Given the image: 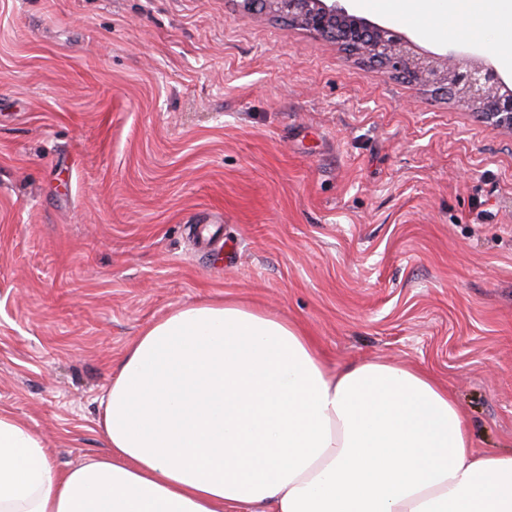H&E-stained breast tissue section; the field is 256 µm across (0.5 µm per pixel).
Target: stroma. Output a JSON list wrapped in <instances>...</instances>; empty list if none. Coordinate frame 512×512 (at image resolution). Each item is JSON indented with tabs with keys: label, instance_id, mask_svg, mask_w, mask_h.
<instances>
[{
	"label": "stroma",
	"instance_id": "35a3bbf8",
	"mask_svg": "<svg viewBox=\"0 0 512 512\" xmlns=\"http://www.w3.org/2000/svg\"><path fill=\"white\" fill-rule=\"evenodd\" d=\"M419 49L512 47L471 13ZM235 300L447 386L512 451V133L238 0H0V409L103 454L130 344Z\"/></svg>",
	"mask_w": 512,
	"mask_h": 512
}]
</instances>
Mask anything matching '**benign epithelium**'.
<instances>
[{
    "mask_svg": "<svg viewBox=\"0 0 512 512\" xmlns=\"http://www.w3.org/2000/svg\"><path fill=\"white\" fill-rule=\"evenodd\" d=\"M352 0H263L264 10L320 35L409 80L464 97L484 121L512 133V86L487 60L457 65V52H420L408 37L359 14Z\"/></svg>",
    "mask_w": 512,
    "mask_h": 512,
    "instance_id": "benign-epithelium-1",
    "label": "benign epithelium"
}]
</instances>
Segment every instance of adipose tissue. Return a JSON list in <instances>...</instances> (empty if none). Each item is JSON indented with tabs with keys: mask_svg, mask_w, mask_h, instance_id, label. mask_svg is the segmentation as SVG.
I'll return each instance as SVG.
<instances>
[{
	"mask_svg": "<svg viewBox=\"0 0 512 512\" xmlns=\"http://www.w3.org/2000/svg\"><path fill=\"white\" fill-rule=\"evenodd\" d=\"M101 404L106 453L65 470L0 411V512H512V454L476 451L432 374L329 372L234 301L148 326Z\"/></svg>",
	"mask_w": 512,
	"mask_h": 512,
	"instance_id": "1",
	"label": "adipose tissue"
}]
</instances>
